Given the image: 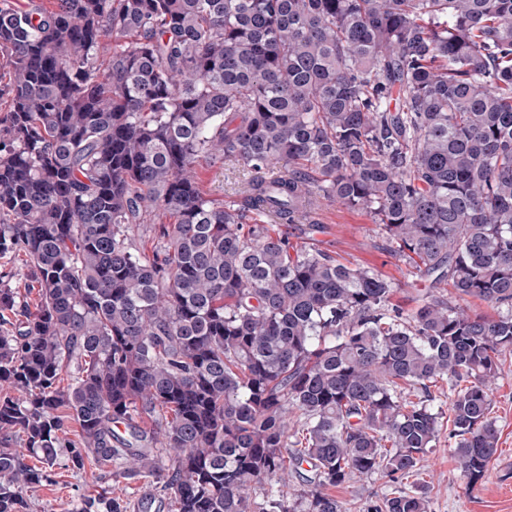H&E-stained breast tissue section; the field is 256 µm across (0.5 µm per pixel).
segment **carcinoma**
Segmentation results:
<instances>
[{
  "label": "carcinoma",
  "mask_w": 512,
  "mask_h": 512,
  "mask_svg": "<svg viewBox=\"0 0 512 512\" xmlns=\"http://www.w3.org/2000/svg\"><path fill=\"white\" fill-rule=\"evenodd\" d=\"M0 73V512L60 464L103 483L73 512H128L112 481L135 477L168 512H343L326 487L421 470L440 380L483 478L512 350V0H0ZM202 160L255 176L215 202ZM314 198L502 312L405 314L378 271L246 223ZM427 509L422 486L370 512Z\"/></svg>",
  "instance_id": "1"
}]
</instances>
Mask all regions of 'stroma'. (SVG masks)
<instances>
[{"instance_id": "obj_1", "label": "stroma", "mask_w": 512, "mask_h": 512, "mask_svg": "<svg viewBox=\"0 0 512 512\" xmlns=\"http://www.w3.org/2000/svg\"><path fill=\"white\" fill-rule=\"evenodd\" d=\"M248 172L221 162L198 167V182L210 198L226 201L238 198ZM324 234L315 238L318 248L330 252L346 264H363L377 269L393 280V305L411 312L422 296L432 293L428 277L391 252L373 219L361 211H352L327 201L317 206ZM492 416L499 431V444L484 478L477 486L468 479L454 459V440L441 432L434 448L424 456V476L428 490L429 512H512V352L502 357V376L493 391ZM99 484L98 473L88 467L78 473L66 472L54 482L27 493L29 512H69L79 495L93 492ZM415 478L389 480L380 474L368 478L352 477L333 488L345 512H369L371 506L397 488L414 489Z\"/></svg>"}]
</instances>
